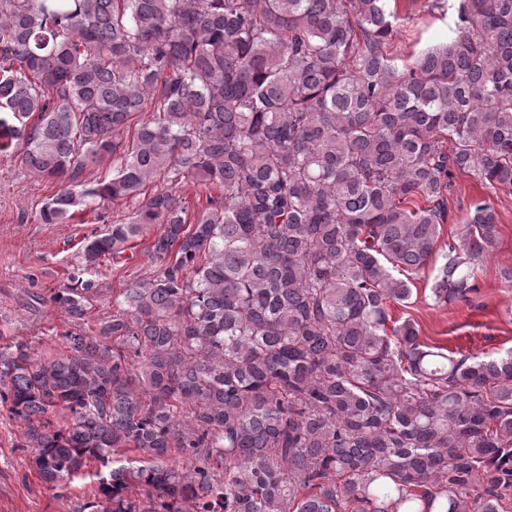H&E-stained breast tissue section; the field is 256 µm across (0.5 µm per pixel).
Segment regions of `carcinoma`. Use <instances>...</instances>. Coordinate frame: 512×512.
I'll list each match as a JSON object with an SVG mask.
<instances>
[{"instance_id": "cac0c4a2", "label": "carcinoma", "mask_w": 512, "mask_h": 512, "mask_svg": "<svg viewBox=\"0 0 512 512\" xmlns=\"http://www.w3.org/2000/svg\"><path fill=\"white\" fill-rule=\"evenodd\" d=\"M387 2L0 0V153L60 179L41 222L135 203L31 300L85 320L99 262L160 225L157 271L97 335L0 343L41 479L98 462L90 512H500L512 349L454 358L389 307L455 172L512 195V0H458L448 44L403 67ZM106 154L110 179L76 182ZM185 183L219 189L194 222ZM496 224L479 203L458 225L435 303L477 290Z\"/></svg>"}]
</instances>
